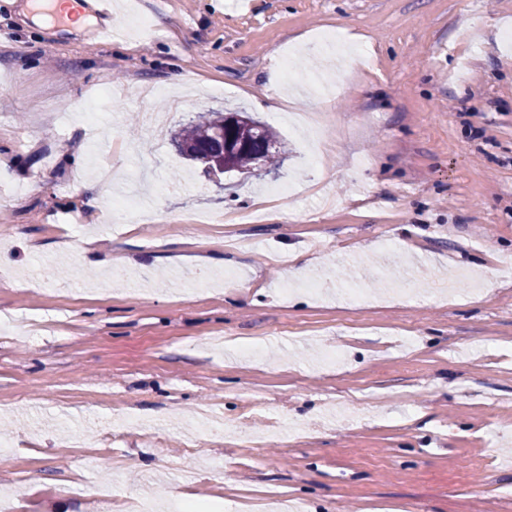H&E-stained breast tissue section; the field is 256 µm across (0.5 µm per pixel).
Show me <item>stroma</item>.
Here are the masks:
<instances>
[{"instance_id": "stroma-1", "label": "stroma", "mask_w": 512, "mask_h": 512, "mask_svg": "<svg viewBox=\"0 0 512 512\" xmlns=\"http://www.w3.org/2000/svg\"><path fill=\"white\" fill-rule=\"evenodd\" d=\"M13 2L0 499L512 512V426L490 424L512 406V0H112L105 43L97 0L41 26ZM107 82L93 155L55 116ZM173 95L175 129L212 108L272 126L278 170L218 185L187 166L141 125ZM258 393L287 428L256 450Z\"/></svg>"}]
</instances>
